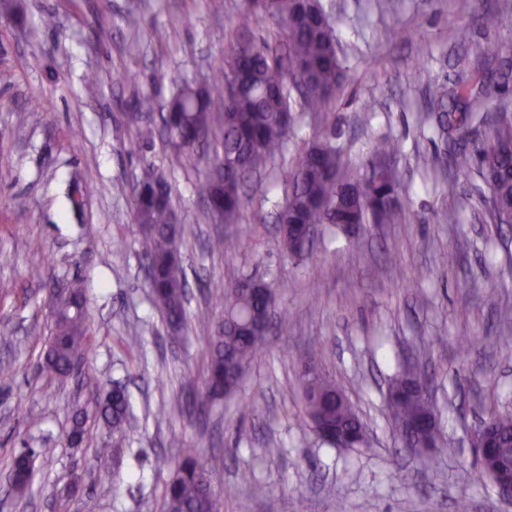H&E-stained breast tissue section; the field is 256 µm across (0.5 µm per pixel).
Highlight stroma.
I'll return each mask as SVG.
<instances>
[{
  "label": "stroma",
  "mask_w": 512,
  "mask_h": 512,
  "mask_svg": "<svg viewBox=\"0 0 512 512\" xmlns=\"http://www.w3.org/2000/svg\"><path fill=\"white\" fill-rule=\"evenodd\" d=\"M322 3L344 92L325 120L295 122L267 200H253L238 226L214 223L195 193L212 152L177 154L158 132L159 112L139 113L137 101L163 104L183 82L207 83L239 36V0H19L15 12L0 9V367L11 373L0 378V512H162L164 484L190 452L207 454L217 485L230 488L222 512H267L272 498L278 512H457L462 500L468 512H512V499L480 475L471 445L476 398L512 410V225L481 223L478 173L449 197L428 104L430 86L452 84L472 48L512 64V0ZM485 6L498 12L497 28L478 24ZM463 27L466 45L457 39ZM398 29L407 38L395 37ZM417 63L420 81L411 75ZM147 127L152 139L138 144ZM324 130L354 165L376 140L399 145L405 213L354 239L322 228L314 256L297 259L281 245L274 210L289 170ZM147 162L186 226L187 324L176 335L150 299L133 220ZM218 235L247 245L211 253ZM446 251L459 255L457 265H442ZM36 259L43 267L34 278ZM243 274L282 281L277 320L237 394L201 418L190 405L204 383L199 324L220 317L225 285ZM73 280L87 299L93 350L80 374L50 381L36 371L52 331L47 291ZM492 290L494 306L483 301ZM313 346L369 427L370 447H329L299 422L297 364ZM407 361L431 380L444 437L443 448L421 456L405 452L387 420V381ZM117 385L131 419L116 441L96 402ZM77 410L85 435L72 444ZM114 443L118 462L99 467L97 448ZM26 446L40 454L17 496L6 473Z\"/></svg>",
  "instance_id": "35a3bbf8"
}]
</instances>
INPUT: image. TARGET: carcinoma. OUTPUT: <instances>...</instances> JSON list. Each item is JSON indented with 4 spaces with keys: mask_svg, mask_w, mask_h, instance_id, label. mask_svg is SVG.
<instances>
[{
    "mask_svg": "<svg viewBox=\"0 0 512 512\" xmlns=\"http://www.w3.org/2000/svg\"><path fill=\"white\" fill-rule=\"evenodd\" d=\"M275 24L281 48L269 42L237 40L228 45L212 81L199 89L185 84L170 99L171 132L183 150L197 151L204 140L214 150V167L194 188L211 208L223 210L224 223L239 220L253 196L246 192L285 149L288 130L300 111L317 119L335 110L342 89L343 65L337 50L335 27L319 5L302 0H242L238 26L244 31L256 24ZM508 83L509 70L485 72L463 66L453 87L429 90L431 110L444 137L456 144L449 152L452 175L448 195H456L459 179L478 171L487 187L480 196L487 221L505 224L512 216V102L491 101L488 79ZM480 140H470L469 131ZM397 145L390 140L374 144L362 167L344 159L343 148L321 135L312 141L289 171L290 190L279 215L292 223L280 228L283 247L293 256H308L311 242L296 234L295 225L317 230L334 224L353 232L363 224H393L402 212ZM135 220L146 228L145 259L153 302L167 324H185V276L181 264L184 225L173 222L174 212L166 183L151 166L142 170L134 193ZM242 275L224 291V314L203 326L207 341L204 393L192 402L197 416L234 394L244 374L262 353L270 329L274 300ZM66 301L57 311L54 331L40 363L49 380L68 377L76 363L90 359L91 336L86 300L77 285L66 289ZM313 354L299 360L298 378L303 398V422L314 431L341 426L350 429L358 445L369 444V432L353 405L336 400L341 390L329 376L312 365ZM430 400L388 406L389 420L403 431L416 413L430 410ZM100 413L112 434L121 435L129 421V402L120 388L98 401ZM504 440L501 452L512 454V412L490 411ZM221 494L215 493L212 470L204 455H187L178 461L166 484L163 512H219Z\"/></svg>",
    "mask_w": 512,
    "mask_h": 512,
    "instance_id": "1",
    "label": "carcinoma"
}]
</instances>
